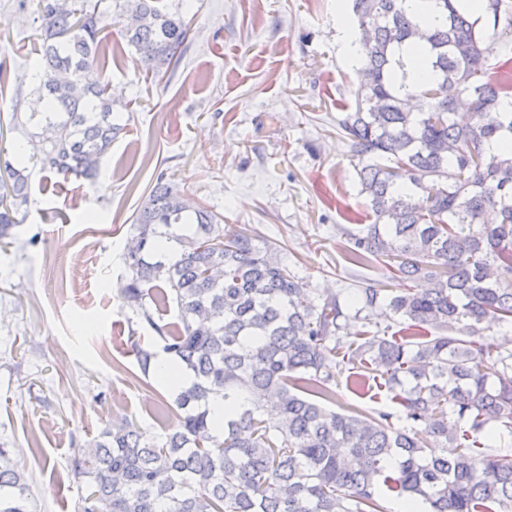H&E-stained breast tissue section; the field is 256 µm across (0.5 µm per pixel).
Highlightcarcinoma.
<instances>
[{"mask_svg": "<svg viewBox=\"0 0 512 512\" xmlns=\"http://www.w3.org/2000/svg\"><path fill=\"white\" fill-rule=\"evenodd\" d=\"M158 0H38L26 135L0 158V245L26 217L31 171L93 178L124 130L111 84L83 82L122 16L121 37L144 76L177 68L188 40L179 12ZM406 0H353L362 46L355 108L336 129L359 159L371 224L345 230V259L382 262L399 290L372 284L348 306L321 296L269 241L222 218L160 176L130 226L127 304L186 369L178 426L145 443L128 419L79 449L70 473L86 484L81 512H389L421 500L427 512H512V349L480 325L512 324V61L486 76L493 47L457 0H429L421 23ZM498 28L503 0H486ZM423 49L433 77L399 82L405 49ZM505 143L494 154L487 145ZM173 306L160 324L152 306ZM401 326L348 343L349 321ZM501 365L496 380L484 371ZM368 369L397 411L330 408L336 378L356 390ZM238 404L215 433L210 403ZM424 427L417 428L418 423ZM459 451L440 452L451 444ZM0 512H31L21 474L0 448Z\"/></svg>", "mask_w": 512, "mask_h": 512, "instance_id": "obj_1", "label": "carcinoma"}]
</instances>
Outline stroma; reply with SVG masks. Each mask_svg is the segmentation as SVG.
<instances>
[{
  "mask_svg": "<svg viewBox=\"0 0 512 512\" xmlns=\"http://www.w3.org/2000/svg\"><path fill=\"white\" fill-rule=\"evenodd\" d=\"M190 25L172 76L144 80L137 54L112 35L94 80L128 102L126 130L96 179L33 173V200L0 249V446L24 449L16 468L33 512H78L86 493L68 461L109 424L137 422L144 441L178 424L159 374H142L136 347L155 334L128 308L130 224L158 175L189 198L249 224L318 294L384 285L381 264L342 254L339 227L365 213L357 157L336 120L357 96L337 18L350 0H161ZM33 9L0 0V114L27 111L18 82L36 57Z\"/></svg>",
  "mask_w": 512,
  "mask_h": 512,
  "instance_id": "1",
  "label": "stroma"
}]
</instances>
